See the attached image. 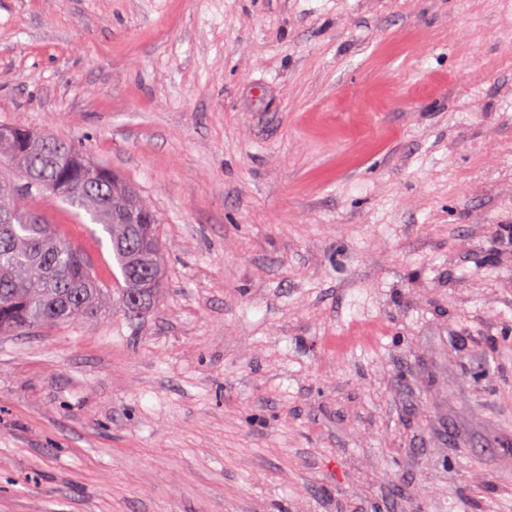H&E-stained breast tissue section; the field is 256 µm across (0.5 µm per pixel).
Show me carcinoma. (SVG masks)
Here are the masks:
<instances>
[{
    "instance_id": "cac0c4a2",
    "label": "carcinoma",
    "mask_w": 512,
    "mask_h": 512,
    "mask_svg": "<svg viewBox=\"0 0 512 512\" xmlns=\"http://www.w3.org/2000/svg\"><path fill=\"white\" fill-rule=\"evenodd\" d=\"M90 215L112 244L124 286L121 301L135 295L145 307L159 280L164 248L154 216L136 199L127 224L112 223V172L90 164L76 147L15 124L0 147V203L14 223H0V335L45 325L80 326L112 296L78 249L31 206L46 193Z\"/></svg>"
}]
</instances>
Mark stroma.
<instances>
[{"label":"stroma","instance_id":"stroma-1","mask_svg":"<svg viewBox=\"0 0 512 512\" xmlns=\"http://www.w3.org/2000/svg\"><path fill=\"white\" fill-rule=\"evenodd\" d=\"M1 123L166 272L0 335V512H512V0H0Z\"/></svg>","mask_w":512,"mask_h":512}]
</instances>
